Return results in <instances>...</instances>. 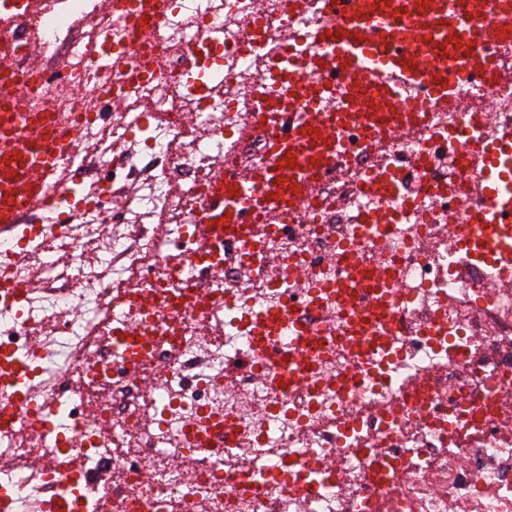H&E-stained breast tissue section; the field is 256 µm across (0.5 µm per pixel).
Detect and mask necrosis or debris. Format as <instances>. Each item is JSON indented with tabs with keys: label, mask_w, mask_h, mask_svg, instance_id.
I'll return each mask as SVG.
<instances>
[{
	"label": "necrosis or debris",
	"mask_w": 512,
	"mask_h": 512,
	"mask_svg": "<svg viewBox=\"0 0 512 512\" xmlns=\"http://www.w3.org/2000/svg\"><path fill=\"white\" fill-rule=\"evenodd\" d=\"M328 21L322 0H169L139 45L111 0L0 11L25 87L0 110L77 126L85 171L20 225L25 262L0 246V351L24 382H0V400L34 401L0 421V512L48 500L58 512H512V273L484 287L502 256L448 250L480 222L512 244V35L482 45L496 79L451 76L446 97L417 85L394 105L411 135L348 129V154L303 207L271 208L248 251L225 245L213 270L185 262L205 188L267 164L252 115L278 80L315 79L323 111L347 109L349 82L312 66ZM188 52L207 76L199 91ZM110 83L117 112L96 96ZM50 251L61 263L43 264ZM353 253L388 270L394 292L398 332L369 357L347 345L331 291ZM146 290L172 310L132 315L114 336L113 308ZM269 308L307 310L318 330L308 383L271 384L250 345ZM138 336L150 342L130 367L120 350Z\"/></svg>",
	"instance_id": "1"
}]
</instances>
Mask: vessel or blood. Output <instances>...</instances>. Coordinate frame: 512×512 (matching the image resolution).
<instances>
[{
    "label": "vessel or blood",
    "instance_id": "vessel-or-blood-1",
    "mask_svg": "<svg viewBox=\"0 0 512 512\" xmlns=\"http://www.w3.org/2000/svg\"><path fill=\"white\" fill-rule=\"evenodd\" d=\"M503 0H325L333 18L330 36L321 39L320 58L325 66L343 67L361 89L347 112H324L321 93L313 80L298 83L296 105L286 112H269L260 128L270 140L273 160L248 177L229 171L206 192L193 221L213 247L225 240L247 244V216L264 213L272 198L297 202L313 185L315 171L326 168L345 149L341 129L369 119L371 136L388 126L387 107L399 96L402 79L419 74L431 91L446 93L448 74H478L489 70L488 59L476 56L478 38L470 24L474 14L492 15L498 26H512V9L501 12ZM115 9L127 32L146 33L164 24L167 0H116ZM424 25H417V18ZM397 64L399 77L383 82L379 76L388 64ZM76 131L63 128L47 135L42 124L21 118L0 130V243L13 240L19 217L43 203L49 188L58 184L62 170L73 169ZM295 165H284L286 156ZM370 269L353 263L352 278L336 286L338 304L352 314V334L357 346L389 335L392 326L389 295L374 294L363 300L358 289L369 287ZM251 342L257 347L275 343L285 360L276 382L292 383L304 376L303 357L314 338L299 319L279 312L263 314Z\"/></svg>",
    "mask_w": 512,
    "mask_h": 512
}]
</instances>
